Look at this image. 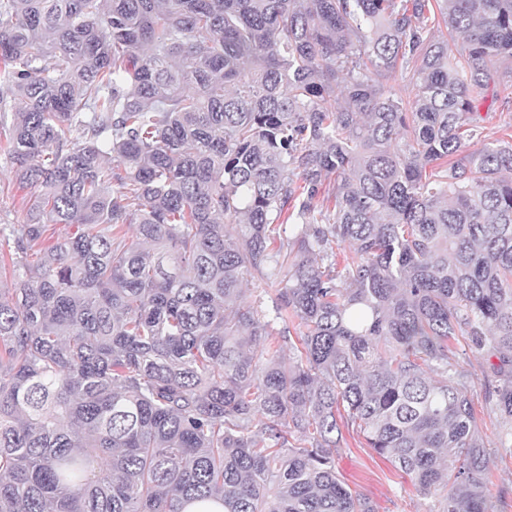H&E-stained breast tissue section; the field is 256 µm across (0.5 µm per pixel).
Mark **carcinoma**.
I'll list each match as a JSON object with an SVG mask.
<instances>
[{"label": "carcinoma", "mask_w": 512, "mask_h": 512, "mask_svg": "<svg viewBox=\"0 0 512 512\" xmlns=\"http://www.w3.org/2000/svg\"><path fill=\"white\" fill-rule=\"evenodd\" d=\"M511 57L512 0H0V512H374L345 430L489 512L459 346L512 421V142L456 156ZM5 139L0 137V225L22 224L26 218L28 201L37 194V188L19 184L14 178L12 160L4 151ZM243 298L248 302L264 301L268 306H271L269 297H274L275 285L270 282L259 280L257 276L248 277L244 284Z\"/></svg>", "instance_id": "carcinoma-1"}]
</instances>
